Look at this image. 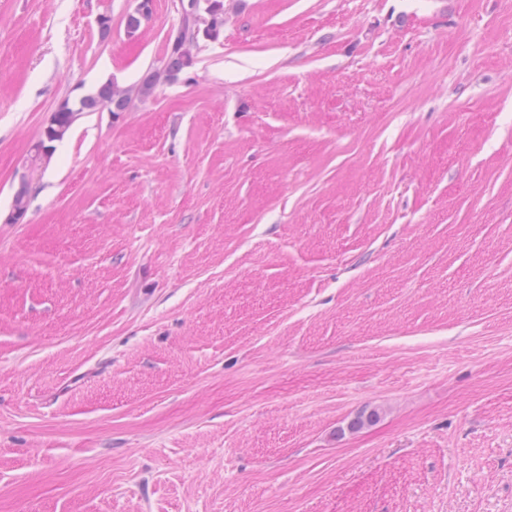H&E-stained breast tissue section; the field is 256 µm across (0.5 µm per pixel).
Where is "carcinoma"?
I'll return each mask as SVG.
<instances>
[{"label": "carcinoma", "mask_w": 512, "mask_h": 512, "mask_svg": "<svg viewBox=\"0 0 512 512\" xmlns=\"http://www.w3.org/2000/svg\"><path fill=\"white\" fill-rule=\"evenodd\" d=\"M198 28V21L193 16H185L174 33L173 39L168 42L167 58L163 70L153 73L139 88V94L146 96L151 93L154 85L160 79L169 80L177 77L184 69L193 65L194 45L186 46L182 40L192 35ZM132 101L131 90L123 88L115 83L107 81L101 84L95 92L80 97L77 100L68 98L61 101L53 111L48 126L50 132L42 134L34 148L31 159V172L36 173L42 168V164L51 157L47 136H52L53 141L59 142L71 130L77 120L87 112H95L101 108L117 114L128 111Z\"/></svg>", "instance_id": "cac0c4a2"}]
</instances>
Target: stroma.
Masks as SVG:
<instances>
[{"mask_svg":"<svg viewBox=\"0 0 512 512\" xmlns=\"http://www.w3.org/2000/svg\"><path fill=\"white\" fill-rule=\"evenodd\" d=\"M223 3L14 223L181 0H0V512H512V0ZM198 28V21L193 16L182 17L181 23L174 33L173 39L170 38L168 42L167 58L166 63L162 71L153 73L147 78L139 88L138 93L141 96H147L151 93L154 85L160 79L169 80L177 77L184 69L189 68L193 65V50L196 45L188 43H178L193 33ZM189 46V47H188ZM131 101V90L112 83V80L101 84L95 92L84 95L77 100L66 98L61 101L53 111L47 124L50 127V132L46 134L43 129L42 136L35 145L30 165L32 174L41 170L42 164H45L51 157L54 147L51 143L63 140L83 114L95 112L101 108H107L112 114H118L119 112L128 111ZM47 136L53 137L51 143L47 141Z\"/></svg>","mask_w":512,"mask_h":512,"instance_id":"35a3bbf8","label":"stroma"}]
</instances>
